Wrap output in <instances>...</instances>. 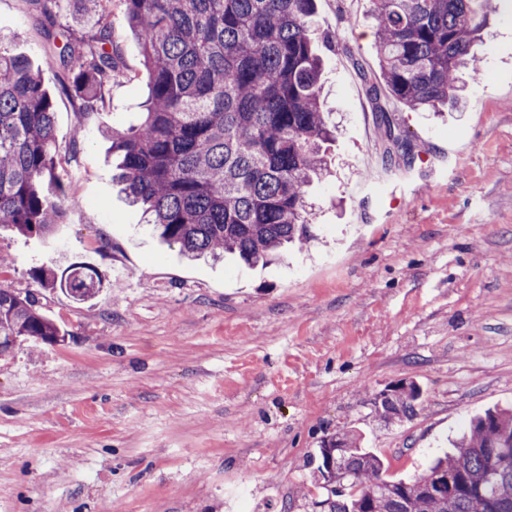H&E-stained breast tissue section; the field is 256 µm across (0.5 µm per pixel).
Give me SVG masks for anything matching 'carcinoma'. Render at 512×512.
<instances>
[{"label":"carcinoma","mask_w":512,"mask_h":512,"mask_svg":"<svg viewBox=\"0 0 512 512\" xmlns=\"http://www.w3.org/2000/svg\"><path fill=\"white\" fill-rule=\"evenodd\" d=\"M100 15L88 39L56 43L45 31L52 68L84 112L105 104L124 73L106 22L112 0H83ZM147 74L139 124L112 129L117 179L159 237L188 257L233 255L249 267L312 238L307 188L327 174L333 140L323 110V68L315 50V0H121ZM497 5L491 0H371L379 74L364 76L385 139L400 144L382 101L411 111L464 104L459 75L479 71L475 43ZM54 116L44 70L0 35V229L31 237L62 222L72 206L53 153ZM50 291L85 301L98 273L72 265L33 270ZM56 344L58 324L37 298L0 286V349L9 338ZM418 386L403 382L377 398L381 418L417 412ZM454 451L414 480L389 474V461L354 434L321 441L319 477L345 475L327 489L326 512H512V409L474 416ZM463 479L439 490V475Z\"/></svg>","instance_id":"obj_1"}]
</instances>
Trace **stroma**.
<instances>
[{
	"label": "stroma",
	"mask_w": 512,
	"mask_h": 512,
	"mask_svg": "<svg viewBox=\"0 0 512 512\" xmlns=\"http://www.w3.org/2000/svg\"><path fill=\"white\" fill-rule=\"evenodd\" d=\"M370 7L316 0L331 175L308 189L314 240L265 267L183 258L113 181L106 134L148 95L120 0L126 73L105 107L79 111L47 73L76 204L48 237L0 233V284L34 293L66 339L0 357V512H318L324 436L356 431L410 479L472 415L512 406V0L465 108L385 101L392 148L361 77L378 69ZM52 11L0 0V33L39 65L47 25L96 31L80 0ZM74 263L102 279L81 303L31 276ZM402 381L418 411L383 421L375 401Z\"/></svg>",
	"instance_id": "stroma-1"
}]
</instances>
